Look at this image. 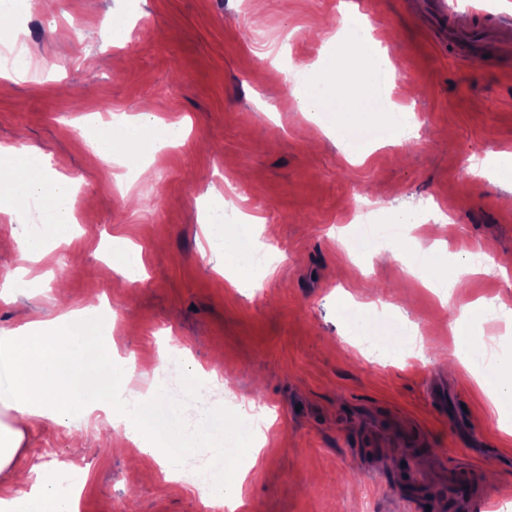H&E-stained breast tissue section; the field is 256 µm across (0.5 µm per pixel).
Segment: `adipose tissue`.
Returning a JSON list of instances; mask_svg holds the SVG:
<instances>
[{
	"label": "adipose tissue",
	"instance_id": "ef3b65f1",
	"mask_svg": "<svg viewBox=\"0 0 512 512\" xmlns=\"http://www.w3.org/2000/svg\"><path fill=\"white\" fill-rule=\"evenodd\" d=\"M332 41L336 55L321 59L314 86L303 90L298 106L334 132L347 155L358 158L413 128L414 115L394 103L391 63L358 15L346 16ZM81 123L101 132L92 142L97 156L131 168H144L163 146L185 136L182 124L163 122L149 111L119 115L107 123L100 114L90 113ZM7 175L10 197H35L42 203L38 232L27 233L21 225L15 230V262L24 273L43 261L54 245L72 240L71 179L54 169L46 156L13 147L8 150ZM206 236L211 254L223 260L233 283H260L248 226L229 233L223 225L211 224ZM419 262L418 277L429 288L441 280L458 282L470 270L466 258L447 262L434 248L421 254ZM485 305L480 299L458 309L452 326L453 359L464 362L479 355L473 324ZM336 315L348 335L374 337L392 352L410 336L402 317L379 322L370 306L348 298L337 299ZM105 318L100 305L89 303L51 321L34 319L0 332V512H74L75 501L56 469L40 464L25 468L18 459L37 423L69 425L106 408L112 411L113 424L123 426L125 444L147 455L165 449L169 466H177L191 449H207L214 472L199 483L201 498L240 502L243 478L230 470L229 458L242 450L258 457L265 433L246 421L225 430L224 414L218 410L202 411L194 424H186L181 404L163 394L139 402L133 392L148 376L102 353L110 332Z\"/></svg>",
	"mask_w": 512,
	"mask_h": 512
}]
</instances>
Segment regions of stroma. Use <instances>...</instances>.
<instances>
[{
  "label": "stroma",
  "mask_w": 512,
  "mask_h": 512,
  "mask_svg": "<svg viewBox=\"0 0 512 512\" xmlns=\"http://www.w3.org/2000/svg\"><path fill=\"white\" fill-rule=\"evenodd\" d=\"M437 0H31L0 25V47L23 43L31 77L0 78V146L31 147L75 181L77 235L38 266L43 292L25 285L12 261L18 208L0 211V329L50 320L96 297L111 314L116 352L156 373L186 354L204 370L224 353L225 392L213 407L224 422H260L267 436L242 485L240 512H427L449 461L477 470L492 512L512 501V435L478 388L470 364L448 371V330L460 305L491 301L474 325L493 347L512 336V281L471 275L449 304L423 288L400 247L363 256L352 247L357 211L376 221L439 207L449 251L512 258V185L475 166L512 150V30L497 32L487 56L463 60L435 22ZM357 11L396 66L399 102L420 117L417 138L376 146L352 162L319 122L298 108L286 73L323 50L344 14ZM128 30L115 42L105 25ZM178 121L184 142L162 148L152 178H125L94 155L80 129L90 112L138 113ZM234 187L248 214L254 252L274 272L237 288L220 258H206L199 207ZM126 241L142 251L145 279L129 282L106 258ZM401 309L422 341L418 359H389L345 335L336 298ZM417 431L424 449L409 464L366 447L368 420ZM110 419L34 427L27 457L78 461L77 512H201L197 478L173 482L150 456L132 460L102 443ZM498 458L491 461L487 450Z\"/></svg>",
  "instance_id": "obj_1"
}]
</instances>
